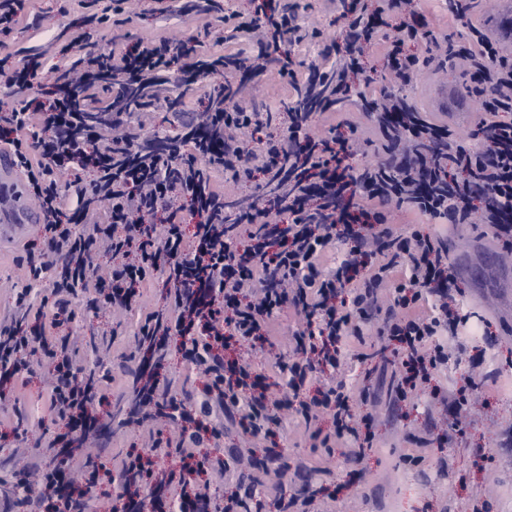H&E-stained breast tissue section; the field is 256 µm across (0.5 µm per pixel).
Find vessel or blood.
Returning a JSON list of instances; mask_svg holds the SVG:
<instances>
[{
    "instance_id": "vessel-or-blood-1",
    "label": "vessel or blood",
    "mask_w": 512,
    "mask_h": 512,
    "mask_svg": "<svg viewBox=\"0 0 512 512\" xmlns=\"http://www.w3.org/2000/svg\"><path fill=\"white\" fill-rule=\"evenodd\" d=\"M44 214L29 203L25 177L11 151L0 149V241L23 237Z\"/></svg>"
}]
</instances>
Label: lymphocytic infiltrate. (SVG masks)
Returning <instances> with one entry per match:
<instances>
[{"label":"lymphocytic infiltrate","instance_id":"f902f5d3","mask_svg":"<svg viewBox=\"0 0 512 512\" xmlns=\"http://www.w3.org/2000/svg\"><path fill=\"white\" fill-rule=\"evenodd\" d=\"M122 2L110 0L87 19L111 27L113 42L124 45L121 54L87 48L83 36H75L69 65L55 70L45 92L32 91L45 68L38 57L20 68L0 60V88L20 96L0 102V146L17 154L30 197L46 217L38 256L28 264L30 284L0 319V402L14 399L9 380L42 365L47 412L58 424L43 432L32 450V477L17 480L13 495L0 500V512H92L103 479L98 469L83 468L72 491L59 493L58 486L74 466L70 447L88 439L79 421L96 409L109 425H140L161 415L177 431L176 438L159 436L149 449L127 453L105 478L122 492L137 489L141 512H212L211 476L230 481L238 472L224 458L202 453L203 443L221 438L229 424L273 435L281 408L292 410L314 447L340 440L371 447L370 422L352 421L353 388L329 379L309 399L305 384L339 365L340 342L354 344L358 358H366L368 323L383 289L389 304L378 333L393 342L404 370L397 398L406 399L447 366L448 340L472 315L454 290L446 243L425 224L489 225L512 254V57L499 54L478 28L469 30L480 46L470 64L493 88L480 101L492 117L488 153L465 149L449 126L429 121L388 88L369 100L351 80L360 70L357 58L339 55L313 75V82L342 87L343 97L375 105L387 156L356 167L340 128L311 136L314 113L292 106L269 112L242 95L245 79L269 65L282 76L295 74L290 48L308 32L288 0L256 10L247 25L277 34L276 56H240L228 72L218 58L196 65L189 39L125 45ZM376 3L372 10L360 5L347 44L367 43L385 10L405 19L417 7V0ZM417 37L405 22L390 37L384 66L396 84H409L419 64L406 50ZM188 68L203 76L220 72L224 80L205 86V109L182 126L183 148L139 138L142 114L174 111L167 77ZM139 87L147 97L125 105ZM265 128L269 136L254 149V134ZM215 169L251 184L250 199L216 190ZM394 207L417 212L424 224L394 229ZM331 249L336 262L327 267L323 258ZM160 270L168 286L165 307L146 315L136 331L152 363L132 372L134 402L106 408L112 371L99 344L82 353L73 334L57 330L74 321L78 303L93 314L131 309ZM42 280L49 288L33 300L30 286ZM288 310L302 319L295 336L306 349L276 361L288 375L286 391L276 398L246 356L271 341L275 321ZM173 353L203 378L195 396L176 391L165 368ZM325 416L332 420L327 431L317 425Z\"/></svg>","mask_w":512,"mask_h":512}]
</instances>
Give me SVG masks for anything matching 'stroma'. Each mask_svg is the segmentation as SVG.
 <instances>
[{
  "mask_svg": "<svg viewBox=\"0 0 512 512\" xmlns=\"http://www.w3.org/2000/svg\"><path fill=\"white\" fill-rule=\"evenodd\" d=\"M296 12L311 39L297 44L293 60L299 81H307L314 67L323 66L320 54L324 45L340 39L351 20L350 15L333 12L329 0H293ZM421 15L414 25L425 32V40L412 44L420 63L409 85L398 87L399 95L409 98L426 112H433L437 91L448 89L464 104V121L444 116L459 141L472 145L471 134L484 118L480 99L463 58L438 65L437 39L454 36L458 45L471 47L468 23L490 30L500 9V0H475L469 20L456 19L449 13L446 0H420ZM172 0H126L124 26L131 40L150 42L160 37L196 34L216 15L193 10L174 12ZM86 0H27L25 14L14 35L15 49L46 51V66L53 69L67 65L65 46L77 32H88L90 42L106 44L112 31L106 27H87ZM357 129L354 164L361 165L382 158L385 143L377 125L356 107L346 104L335 112L317 117L310 132L328 135L337 123ZM439 231L448 242L449 259L459 273L458 286L470 311L476 312L491 330L483 336L473 329L460 335L467 355L491 363L497 374L494 384L478 388L479 403L473 423L453 447H417L412 436L436 438L445 426L440 405L426 406V393L420 392L398 401L389 396L392 376L398 370L392 350L382 347L377 335L366 338L376 350L375 358L359 361L345 352L344 378L351 385H365L367 400H354L351 412L361 418L366 411L375 414L378 439L373 447L354 453L346 444H337L332 452L313 449L303 428L289 411H280L281 432L267 441L248 442L238 428L225 430L219 446L224 456H233L239 448L251 447L254 453L273 448L275 454L267 473L254 494L262 503L260 512H274L276 492L294 493L307 484L320 488L333 512H472L474 504L486 503L488 512H512V260L503 259L502 246L494 233L482 224H443ZM41 226H34L26 238L0 246V317L7 315L13 303L12 286L21 282L27 270L25 257L30 243L39 241ZM165 273H157L154 285L145 288L138 307L112 317L102 312L91 316L78 312L71 329L77 336L103 338L111 345L115 362L124 361L136 345L135 332L141 317L154 311L166 293ZM298 318L283 315L273 343L252 351L251 365L277 382L273 367L277 355L288 354L291 332ZM20 400L33 414L24 436H17L10 426L15 417L11 408L0 410V498L11 492L12 481L21 463L15 449L32 447L40 436L37 418L46 399L45 372L36 370L24 385L18 386Z\"/></svg>",
  "mask_w": 512,
  "mask_h": 512,
  "instance_id": "obj_1",
  "label": "stroma"
}]
</instances>
